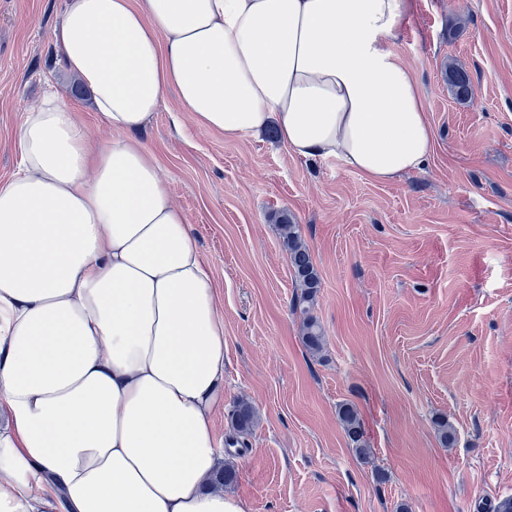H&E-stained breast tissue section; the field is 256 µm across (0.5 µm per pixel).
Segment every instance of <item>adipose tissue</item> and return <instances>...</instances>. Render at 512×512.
<instances>
[{"label":"adipose tissue","instance_id":"obj_1","mask_svg":"<svg viewBox=\"0 0 512 512\" xmlns=\"http://www.w3.org/2000/svg\"><path fill=\"white\" fill-rule=\"evenodd\" d=\"M412 0H65L52 33L116 138L24 108L0 183V512H246L224 462V314L139 134L168 98L238 140L373 182L434 131L394 49Z\"/></svg>","mask_w":512,"mask_h":512}]
</instances>
